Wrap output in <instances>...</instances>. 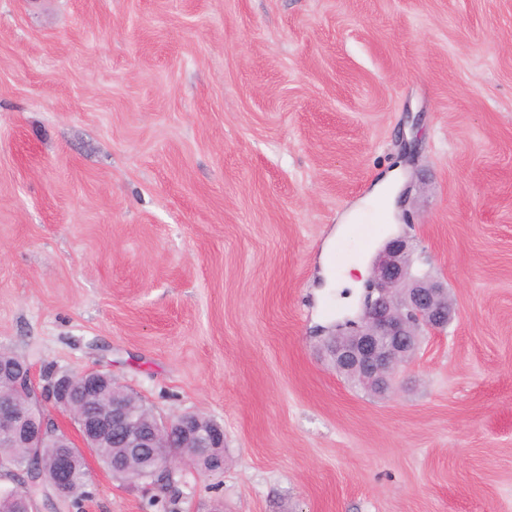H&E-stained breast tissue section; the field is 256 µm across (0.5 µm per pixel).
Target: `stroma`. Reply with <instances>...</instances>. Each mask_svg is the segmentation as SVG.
Segmentation results:
<instances>
[{"label": "stroma", "mask_w": 512, "mask_h": 512, "mask_svg": "<svg viewBox=\"0 0 512 512\" xmlns=\"http://www.w3.org/2000/svg\"><path fill=\"white\" fill-rule=\"evenodd\" d=\"M394 236L456 315L374 395L321 341ZM1 349L221 423L171 512H512V0H0ZM87 463L36 512H149Z\"/></svg>", "instance_id": "stroma-1"}]
</instances>
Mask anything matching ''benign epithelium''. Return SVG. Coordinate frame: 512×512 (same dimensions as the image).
<instances>
[{
    "mask_svg": "<svg viewBox=\"0 0 512 512\" xmlns=\"http://www.w3.org/2000/svg\"><path fill=\"white\" fill-rule=\"evenodd\" d=\"M454 316L455 307L443 283L413 272L408 242L397 236L372 261L361 313L336 325V334L328 337L327 352L336 372L367 391L385 393L392 388L395 370L415 354L422 332L440 333ZM107 379L101 372L86 370L78 382L69 373H52L39 385L31 370L15 372L1 366L0 433L20 435L29 445L45 437L46 417L34 416L27 422L15 411L13 395L29 389L70 417L89 451L114 441L125 459L147 455L172 474L199 457L208 459L212 471L223 468L224 458L217 449L224 447V429L218 423L202 427L198 414L187 412L163 420L141 402L115 397L107 409L86 411L85 403L103 392ZM175 437L179 448L166 451ZM74 459L70 443L56 458L50 487L59 497L73 480Z\"/></svg>",
    "mask_w": 512,
    "mask_h": 512,
    "instance_id": "obj_1",
    "label": "benign epithelium"
}]
</instances>
